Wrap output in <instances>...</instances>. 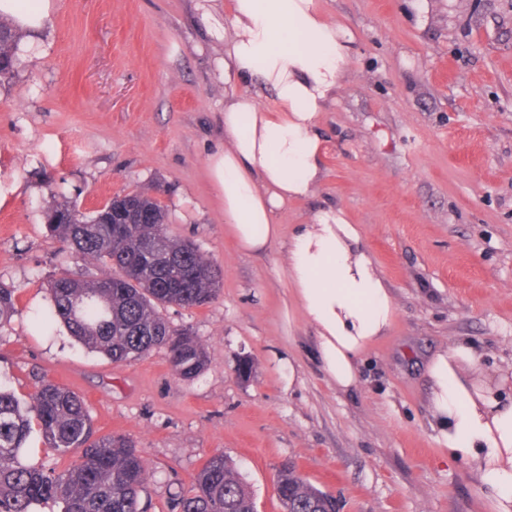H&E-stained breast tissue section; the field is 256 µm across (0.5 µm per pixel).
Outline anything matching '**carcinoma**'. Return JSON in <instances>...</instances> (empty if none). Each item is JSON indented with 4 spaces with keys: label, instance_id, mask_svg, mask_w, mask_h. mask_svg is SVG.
I'll list each match as a JSON object with an SVG mask.
<instances>
[{
    "label": "carcinoma",
    "instance_id": "1",
    "mask_svg": "<svg viewBox=\"0 0 512 512\" xmlns=\"http://www.w3.org/2000/svg\"><path fill=\"white\" fill-rule=\"evenodd\" d=\"M0 31L14 66L17 36L6 24L0 23ZM129 205L148 213L151 223H112ZM49 227L78 258L99 267L100 274L84 279L63 271L53 277L44 325L62 323L84 347L114 364L164 348L178 377L190 380L203 370L204 344L191 331L171 327L161 308L207 304L220 289L221 273L193 242L169 233L166 210L156 198L143 190L128 192L90 215L54 199ZM145 245L155 248L150 259L145 258ZM15 313L14 289L0 284V325ZM34 424L47 451H77L78 462L62 472L25 462L23 451ZM149 477V466L133 440L96 434L89 410L76 393L41 382L23 405L0 386V512H36L50 501L60 512H140L139 494ZM275 490L283 512H336L335 499L302 478L293 465L279 470ZM175 508L258 512L236 464L222 453L206 460Z\"/></svg>",
    "mask_w": 512,
    "mask_h": 512
}]
</instances>
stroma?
Masks as SVG:
<instances>
[{"label":"stroma","mask_w":512,"mask_h":512,"mask_svg":"<svg viewBox=\"0 0 512 512\" xmlns=\"http://www.w3.org/2000/svg\"><path fill=\"white\" fill-rule=\"evenodd\" d=\"M316 2L355 41L321 121L324 180L278 222L288 234L340 206L391 291L394 320L348 391L322 366L283 247L241 253L224 224L207 178L224 141L223 48L196 0H53L0 83V283L18 300L0 384L24 401L39 381L66 386L99 434L132 438L152 472L141 512H175L218 452L258 512H282L285 463L339 512H488L492 489L434 440L426 367L464 340L481 362L461 375L512 394V0ZM134 190L222 273L208 304L163 311L206 346L190 380L165 349L115 365L38 321L53 276L97 273L50 233L49 199L89 213Z\"/></svg>","instance_id":"35a3bbf8"}]
</instances>
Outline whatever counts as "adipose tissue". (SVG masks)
<instances>
[{
	"label": "adipose tissue",
	"instance_id": "adipose-tissue-1",
	"mask_svg": "<svg viewBox=\"0 0 512 512\" xmlns=\"http://www.w3.org/2000/svg\"><path fill=\"white\" fill-rule=\"evenodd\" d=\"M196 8L224 45L217 69L232 87L224 96V145L207 164L224 222L246 254L287 239V283L316 333L323 368L337 388L352 389L363 354L392 323V295L336 205L287 238L277 214L323 181L320 119L346 75L353 35L315 0H197ZM51 10V0H0V16L27 31L47 26ZM253 81L260 91L247 92ZM480 361L472 345L458 342L429 362L436 441L494 490L491 512H512V399L474 389L458 373Z\"/></svg>",
	"mask_w": 512,
	"mask_h": 512
}]
</instances>
